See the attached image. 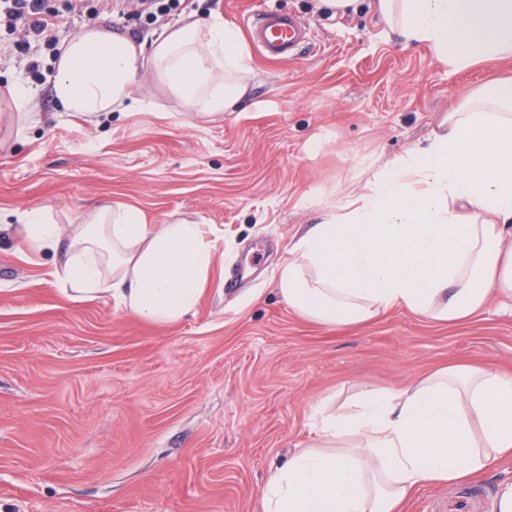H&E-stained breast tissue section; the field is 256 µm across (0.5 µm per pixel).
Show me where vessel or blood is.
<instances>
[{
	"label": "vessel or blood",
	"instance_id": "b4317fda",
	"mask_svg": "<svg viewBox=\"0 0 512 512\" xmlns=\"http://www.w3.org/2000/svg\"><path fill=\"white\" fill-rule=\"evenodd\" d=\"M245 29L255 51L270 63L291 60L310 40L309 30L298 16L265 8L248 15Z\"/></svg>",
	"mask_w": 512,
	"mask_h": 512
}]
</instances>
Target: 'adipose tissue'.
<instances>
[{
	"mask_svg": "<svg viewBox=\"0 0 512 512\" xmlns=\"http://www.w3.org/2000/svg\"><path fill=\"white\" fill-rule=\"evenodd\" d=\"M405 45L460 71L512 60V0H372ZM250 71L240 32L221 19L165 27L151 51L87 25L53 62L63 112L130 110L140 74L199 119L231 111ZM22 235L53 256L73 301L112 298L168 324L196 311L213 251L198 224L155 229L133 206L97 208L63 229L47 210ZM277 291L301 318L359 326L401 308L436 324L512 301V77L445 115L428 144L370 173L289 251ZM512 457V376L452 364L405 388L365 390L325 415L258 491L262 512H403L425 484L467 482Z\"/></svg>",
	"mask_w": 512,
	"mask_h": 512,
	"instance_id": "1",
	"label": "adipose tissue"
}]
</instances>
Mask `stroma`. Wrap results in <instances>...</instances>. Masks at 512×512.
I'll return each mask as SVG.
<instances>
[{
    "label": "stroma",
    "mask_w": 512,
    "mask_h": 512,
    "mask_svg": "<svg viewBox=\"0 0 512 512\" xmlns=\"http://www.w3.org/2000/svg\"><path fill=\"white\" fill-rule=\"evenodd\" d=\"M262 6L309 20L311 45L285 63L252 56L246 96L207 121L145 75L135 110L66 115L44 43L19 54L0 29V220L47 207L76 224L120 203L151 224L203 225L215 257L196 313L156 324L108 297L72 302L51 256L0 244V512H261L260 485L314 443L319 409L449 364L512 375V314L497 302L455 325L395 310L329 328L276 291L294 236L426 144L487 72L449 71L365 5L336 16L318 0H187L153 23L97 21L148 45L179 21L243 27ZM17 82L31 91L25 123ZM248 252L256 269L225 291ZM505 483L512 460L424 487L408 512H497Z\"/></svg>",
    "instance_id": "stroma-1"
}]
</instances>
